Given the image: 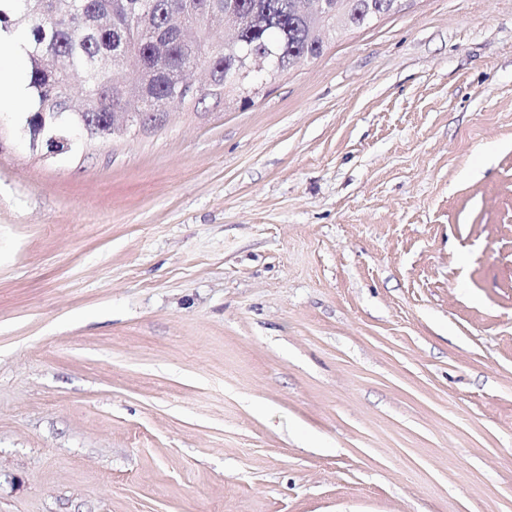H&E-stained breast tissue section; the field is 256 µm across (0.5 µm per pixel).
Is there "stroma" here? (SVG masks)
Returning a JSON list of instances; mask_svg holds the SVG:
<instances>
[{
	"label": "stroma",
	"mask_w": 512,
	"mask_h": 512,
	"mask_svg": "<svg viewBox=\"0 0 512 512\" xmlns=\"http://www.w3.org/2000/svg\"><path fill=\"white\" fill-rule=\"evenodd\" d=\"M19 127L0 512H512V0L74 152Z\"/></svg>",
	"instance_id": "obj_1"
}]
</instances>
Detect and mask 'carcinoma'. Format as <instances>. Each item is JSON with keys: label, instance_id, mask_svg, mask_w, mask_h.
Returning a JSON list of instances; mask_svg holds the SVG:
<instances>
[{"label": "carcinoma", "instance_id": "1", "mask_svg": "<svg viewBox=\"0 0 512 512\" xmlns=\"http://www.w3.org/2000/svg\"><path fill=\"white\" fill-rule=\"evenodd\" d=\"M175 2L149 0L147 21L115 12L110 25L95 30L52 24L51 16L62 11L58 0H37L25 19L21 0H13L9 10L0 9L1 29H20L29 37L28 77L35 112L45 114V138L65 140L59 151H70L83 141H108L136 126H157L171 106L177 78L193 64L209 73L195 102L222 96L249 104L263 83L319 58L329 40L398 11L403 0H327L320 13L311 15L299 12L298 0H185L189 8L183 21L196 35L191 43L169 35ZM114 4L72 0L69 13L93 18ZM227 6L241 19L233 44L214 38L224 26ZM125 49L134 59L106 62ZM254 56L269 63L259 80L248 72Z\"/></svg>", "mask_w": 512, "mask_h": 512}]
</instances>
